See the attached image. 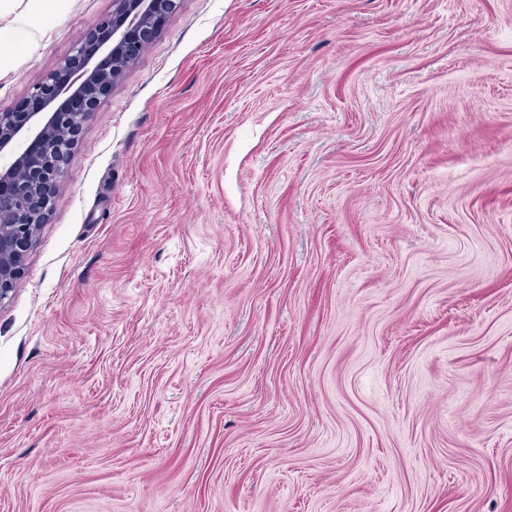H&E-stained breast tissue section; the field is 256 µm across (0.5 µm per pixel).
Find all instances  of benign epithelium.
I'll list each match as a JSON object with an SVG mask.
<instances>
[{
    "label": "benign epithelium",
    "mask_w": 512,
    "mask_h": 512,
    "mask_svg": "<svg viewBox=\"0 0 512 512\" xmlns=\"http://www.w3.org/2000/svg\"><path fill=\"white\" fill-rule=\"evenodd\" d=\"M179 0H113L112 18L74 46L62 71L37 83L21 111L0 112V307L10 300L35 235L66 175L70 146L83 122L110 94L116 73L135 60L178 8ZM109 61H96L99 53ZM69 132L67 144L57 129ZM20 139L42 156L14 151Z\"/></svg>",
    "instance_id": "benign-epithelium-1"
}]
</instances>
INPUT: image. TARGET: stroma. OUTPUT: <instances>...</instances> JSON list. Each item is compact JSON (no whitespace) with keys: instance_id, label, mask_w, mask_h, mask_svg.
Instances as JSON below:
<instances>
[{"instance_id":"stroma-1","label":"stroma","mask_w":512,"mask_h":512,"mask_svg":"<svg viewBox=\"0 0 512 512\" xmlns=\"http://www.w3.org/2000/svg\"><path fill=\"white\" fill-rule=\"evenodd\" d=\"M111 16L0 0V112ZM0 512H512V0H180L0 307Z\"/></svg>"}]
</instances>
